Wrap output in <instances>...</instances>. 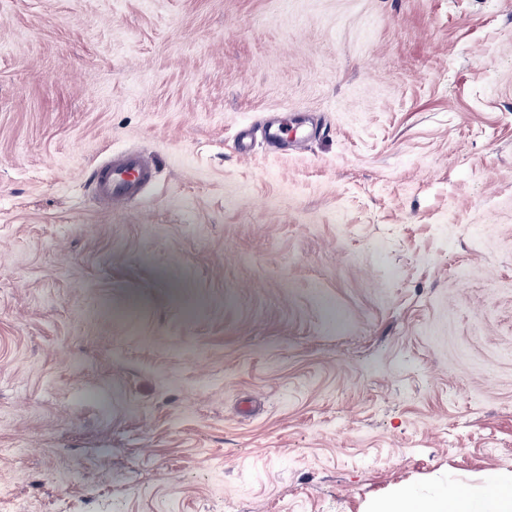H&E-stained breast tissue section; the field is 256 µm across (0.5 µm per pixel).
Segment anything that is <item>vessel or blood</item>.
Wrapping results in <instances>:
<instances>
[{
	"instance_id": "b4317fda",
	"label": "vessel or blood",
	"mask_w": 512,
	"mask_h": 512,
	"mask_svg": "<svg viewBox=\"0 0 512 512\" xmlns=\"http://www.w3.org/2000/svg\"><path fill=\"white\" fill-rule=\"evenodd\" d=\"M266 141L274 147L288 144L293 137V126L287 116L267 122ZM155 168L142 151L125 150L110 155L97 163L90 178L95 197L112 209H124L129 202L143 194L154 179Z\"/></svg>"
}]
</instances>
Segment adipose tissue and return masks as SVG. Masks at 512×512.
Here are the masks:
<instances>
[{
    "mask_svg": "<svg viewBox=\"0 0 512 512\" xmlns=\"http://www.w3.org/2000/svg\"><path fill=\"white\" fill-rule=\"evenodd\" d=\"M480 499L490 504L492 512H512V477L491 478L478 493L465 486L433 497L400 493L380 504L377 512H475Z\"/></svg>",
    "mask_w": 512,
    "mask_h": 512,
    "instance_id": "adipose-tissue-1",
    "label": "adipose tissue"
}]
</instances>
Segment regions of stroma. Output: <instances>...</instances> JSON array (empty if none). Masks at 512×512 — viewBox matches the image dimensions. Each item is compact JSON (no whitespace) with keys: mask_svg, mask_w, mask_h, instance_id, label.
<instances>
[{"mask_svg":"<svg viewBox=\"0 0 512 512\" xmlns=\"http://www.w3.org/2000/svg\"><path fill=\"white\" fill-rule=\"evenodd\" d=\"M285 111L319 130L275 154ZM129 148L155 180L103 208ZM502 475L512 0H0V512ZM284 114L268 121L264 127L265 139L272 147L288 144L293 137V125L289 124L288 112ZM155 168L142 151L125 150L97 163L90 173L95 197L113 210L124 209L143 194Z\"/></svg>","mask_w":512,"mask_h":512,"instance_id":"35a3bbf8","label":"stroma"}]
</instances>
